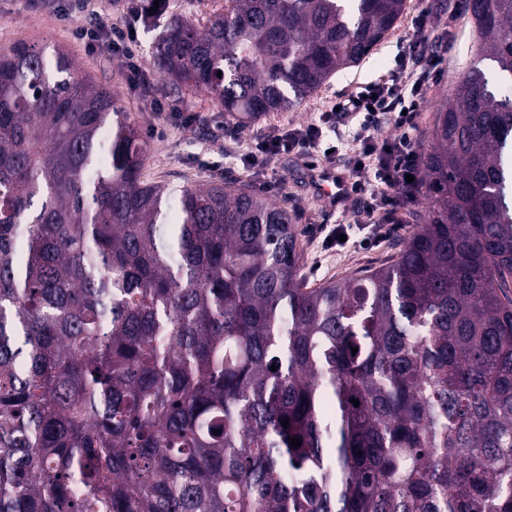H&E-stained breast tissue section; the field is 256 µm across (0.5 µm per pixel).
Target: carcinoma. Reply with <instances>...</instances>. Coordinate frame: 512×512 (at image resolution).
I'll return each instance as SVG.
<instances>
[{
	"instance_id": "cac0c4a2",
	"label": "carcinoma",
	"mask_w": 512,
	"mask_h": 512,
	"mask_svg": "<svg viewBox=\"0 0 512 512\" xmlns=\"http://www.w3.org/2000/svg\"><path fill=\"white\" fill-rule=\"evenodd\" d=\"M405 8L224 0L153 64L248 123ZM466 10L490 71L436 110L426 222L316 288L286 208L140 180L146 143L66 48L0 50V512H512V0Z\"/></svg>"
}]
</instances>
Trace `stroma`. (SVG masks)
Returning a JSON list of instances; mask_svg holds the SVG:
<instances>
[{
    "mask_svg": "<svg viewBox=\"0 0 512 512\" xmlns=\"http://www.w3.org/2000/svg\"><path fill=\"white\" fill-rule=\"evenodd\" d=\"M425 7L439 18L448 39L437 46L444 57L443 73L428 87L418 118L416 138L419 146L424 147L429 142L437 105L450 95L466 72L480 63L475 26L465 11L455 9L454 0H406V10L396 28L357 66L336 73L295 108L270 113L243 127L211 98L196 91L176 93L162 77H155L146 91L131 86L119 59L90 51L75 39L74 31L82 24V17L59 19L52 10L36 7L33 0H0V49L24 40L69 50L79 66V75L90 77L114 92L141 132L147 144L142 180L180 186L235 181L254 190L261 183L271 184L267 197L287 205L301 254L300 276L307 286L314 287L390 262L410 238L413 224H406L401 234L373 247L363 246L355 237L343 248H325L322 225L345 222L356 209V201L351 199L336 206L317 196L312 189V173L298 162L288 159L249 168L243 166L242 156L260 135L287 124L316 120L338 98L394 69L398 54L408 45L414 20ZM223 9L224 0H169L161 16L138 25L143 59H150L157 40L171 22L190 21L202 29L212 15ZM157 101L170 111V118H162L154 111Z\"/></svg>",
    "mask_w": 512,
    "mask_h": 512,
    "instance_id": "35a3bbf8",
    "label": "stroma"
}]
</instances>
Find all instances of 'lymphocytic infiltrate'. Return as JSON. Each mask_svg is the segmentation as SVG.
Returning a JSON list of instances; mask_svg holds the SVG:
<instances>
[{
	"mask_svg": "<svg viewBox=\"0 0 512 512\" xmlns=\"http://www.w3.org/2000/svg\"><path fill=\"white\" fill-rule=\"evenodd\" d=\"M155 0H128V20L124 26H112L91 8L92 0H68L62 15L73 11L86 13L89 22L74 32L75 38L100 54L119 55L127 81L148 85L150 71L141 63L139 39L133 30L136 22L152 17ZM438 26L430 11H422L414 26V53L400 59L397 71L363 90L338 101L336 109L321 113L318 120L303 125H286L272 135L256 138L244 161L255 166L274 162L283 156L319 147L323 130L332 126L337 115L355 120L358 131L353 140L351 169L345 178L347 187L337 201L357 195L363 201L369 219L366 245H377L383 238L402 229L404 221L399 200H415L423 180V160L416 140L417 117L430 80L440 72L441 59L426 53L424 46ZM390 124L395 134L379 138L382 124Z\"/></svg>",
	"mask_w": 512,
	"mask_h": 512,
	"instance_id": "f902f5d3",
	"label": "lymphocytic infiltrate"
}]
</instances>
